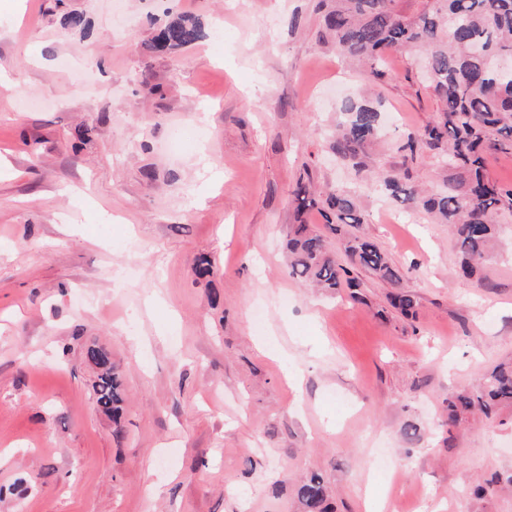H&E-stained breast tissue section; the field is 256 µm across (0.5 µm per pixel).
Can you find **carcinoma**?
<instances>
[{
  "label": "carcinoma",
  "mask_w": 512,
  "mask_h": 512,
  "mask_svg": "<svg viewBox=\"0 0 512 512\" xmlns=\"http://www.w3.org/2000/svg\"><path fill=\"white\" fill-rule=\"evenodd\" d=\"M398 0H319L322 12L319 41L333 44L344 60L363 64L381 81L383 55L400 52L424 64L429 83L440 102L437 119L410 134L399 150L410 160L429 153L442 158L444 175L429 193L414 181L411 168L388 174L381 185L398 202L433 215L448 228L460 253L457 274L472 277L496 245V224L512 216V183L489 176L487 155L512 153V69L500 63L512 60V0H419L420 8L403 13ZM205 37L204 27L186 16L159 28L153 44L178 49ZM343 119L336 125L332 150L356 172H374L370 148L382 119L379 106L361 95L342 105ZM301 214L318 208L334 234L341 225L367 223L366 211L351 191L336 188L318 193L299 179L291 193ZM346 263L336 257L327 238L308 224L295 225L288 237V276L309 288L335 292L354 287L353 270L364 269L381 281H399L383 250L362 234L342 237ZM393 308L416 316L417 300L406 292L390 295ZM88 361L98 369L94 394L99 410L117 420L121 412L122 384L107 351L91 346ZM512 406V362L486 372L479 385L448 398L447 424L463 425L469 417L487 418ZM296 495L304 512H326V489L319 475L301 479Z\"/></svg>",
  "instance_id": "obj_1"
}]
</instances>
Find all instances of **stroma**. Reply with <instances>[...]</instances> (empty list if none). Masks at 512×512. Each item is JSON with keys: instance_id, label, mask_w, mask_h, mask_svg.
<instances>
[{"instance_id": "1", "label": "stroma", "mask_w": 512, "mask_h": 512, "mask_svg": "<svg viewBox=\"0 0 512 512\" xmlns=\"http://www.w3.org/2000/svg\"><path fill=\"white\" fill-rule=\"evenodd\" d=\"M316 0H22L0 13V512H512V409L448 430L449 396L512 358V223L474 278L447 225L331 151L365 70L319 44ZM223 27L168 54L164 10ZM83 15L87 31L67 26ZM373 146L397 170L438 100L389 54ZM207 113L208 120L195 117ZM198 130L204 151L174 146ZM347 186L398 284L325 295L290 278L291 191ZM212 265L198 276L200 259ZM404 289L417 316L388 296ZM120 376L101 414L89 346ZM298 372L287 386L284 370ZM415 437H408L406 426ZM399 467L386 480L380 460ZM296 495L304 512H326V489L319 475L311 474L296 486Z\"/></svg>"}]
</instances>
